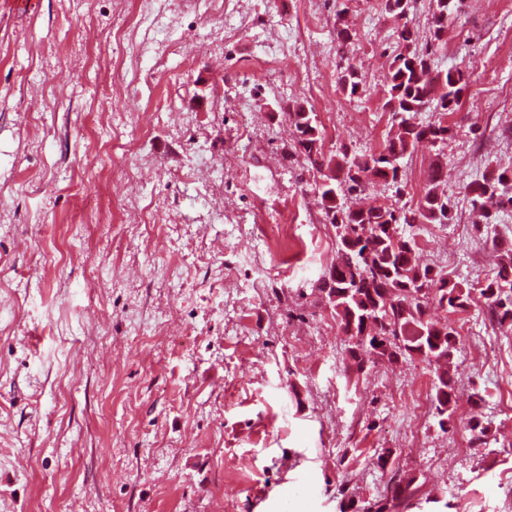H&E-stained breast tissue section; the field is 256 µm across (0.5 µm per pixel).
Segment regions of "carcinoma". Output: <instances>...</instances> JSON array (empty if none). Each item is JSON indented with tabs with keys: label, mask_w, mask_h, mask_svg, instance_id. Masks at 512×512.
<instances>
[{
	"label": "carcinoma",
	"mask_w": 512,
	"mask_h": 512,
	"mask_svg": "<svg viewBox=\"0 0 512 512\" xmlns=\"http://www.w3.org/2000/svg\"><path fill=\"white\" fill-rule=\"evenodd\" d=\"M432 42L425 50L412 46L413 33L400 32L402 45L392 55L385 78L383 108L389 112L394 133L383 149L361 158L342 147L324 149L317 115L302 106L288 113L293 127L295 150L320 173L315 190L321 210L333 229L336 258L327 268L318 290L326 300L339 331L348 337L353 369L362 373L367 364L419 359L436 375L433 401L438 426L444 430L455 422L456 390L450 366L459 335L449 321L441 322L428 311L437 304L449 314L466 311L474 300L473 290L448 279L443 270L423 264L415 235L403 228L414 224H448L453 219L448 196L441 189L447 173L430 170L417 207H383L369 204L343 207L340 196H368L378 187L402 193L407 187L402 159L423 141L444 148L452 129L443 116L452 111L468 90L469 75L462 71L440 74L433 69V56L448 33V16L460 0H430ZM339 88L351 96L361 92L358 67L340 56ZM441 117L427 124L416 115L427 110ZM479 223H493L496 212L512 207V174L490 173L468 187ZM479 295L491 316L501 326L512 327V253L501 258L494 277L485 281ZM466 428L476 442L487 437L489 427L478 414H471ZM445 498L419 496L414 474L394 476L386 494L374 502L357 505L340 501L339 512H448Z\"/></svg>",
	"instance_id": "1"
}]
</instances>
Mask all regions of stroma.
I'll return each mask as SVG.
<instances>
[{
    "mask_svg": "<svg viewBox=\"0 0 512 512\" xmlns=\"http://www.w3.org/2000/svg\"><path fill=\"white\" fill-rule=\"evenodd\" d=\"M404 26L426 47L429 0L402 20L385 0H0V512H336L395 472L512 512V330L469 308L453 358L457 418L485 396L481 445L403 399L426 364L353 372L316 289L336 254L320 176L283 156L299 105L326 150L383 148ZM446 39L436 70L471 72L455 136L370 200L415 205L443 165L457 219L412 232L422 262L477 289L512 247V209L477 225L467 191L512 171V0H462ZM293 211L307 262L285 278L269 226ZM340 60L337 66L339 67V88L350 96H355L361 92L362 86L358 67L350 62V58L345 53L340 56Z\"/></svg>",
    "mask_w": 512,
    "mask_h": 512,
    "instance_id": "stroma-1",
    "label": "stroma"
}]
</instances>
